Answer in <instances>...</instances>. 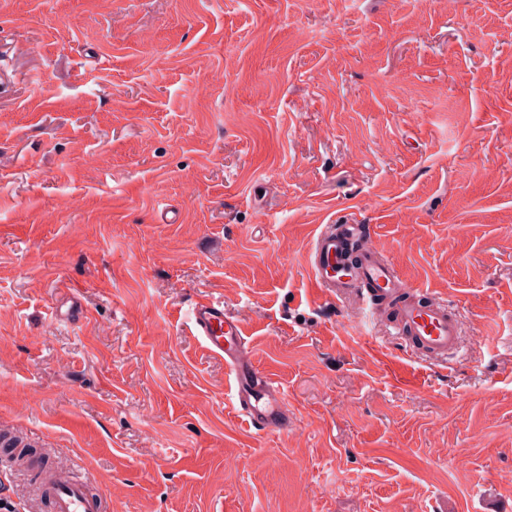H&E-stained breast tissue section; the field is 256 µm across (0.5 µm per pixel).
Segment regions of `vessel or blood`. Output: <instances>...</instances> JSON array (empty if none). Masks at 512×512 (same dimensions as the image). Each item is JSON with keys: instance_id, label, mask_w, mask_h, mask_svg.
Instances as JSON below:
<instances>
[{"instance_id": "1", "label": "vessel or blood", "mask_w": 512, "mask_h": 512, "mask_svg": "<svg viewBox=\"0 0 512 512\" xmlns=\"http://www.w3.org/2000/svg\"><path fill=\"white\" fill-rule=\"evenodd\" d=\"M315 291L368 313L385 335L404 340L424 362H447L462 344L465 322L440 292H421L392 266L365 225L351 219L318 225L307 256ZM191 331L202 347L224 363L233 409L246 424L266 433L287 431L294 423L284 389L254 363L243 320L209 295L193 304ZM90 482L72 461L41 468L29 512L49 501L53 512H102L100 499L86 492Z\"/></svg>"}]
</instances>
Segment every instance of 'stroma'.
<instances>
[{"label": "stroma", "mask_w": 512, "mask_h": 512, "mask_svg": "<svg viewBox=\"0 0 512 512\" xmlns=\"http://www.w3.org/2000/svg\"><path fill=\"white\" fill-rule=\"evenodd\" d=\"M2 69L0 431L107 512H512V0H0ZM351 211L465 357L394 385L397 341L311 297ZM204 291L287 432L230 413Z\"/></svg>", "instance_id": "35a3bbf8"}]
</instances>
